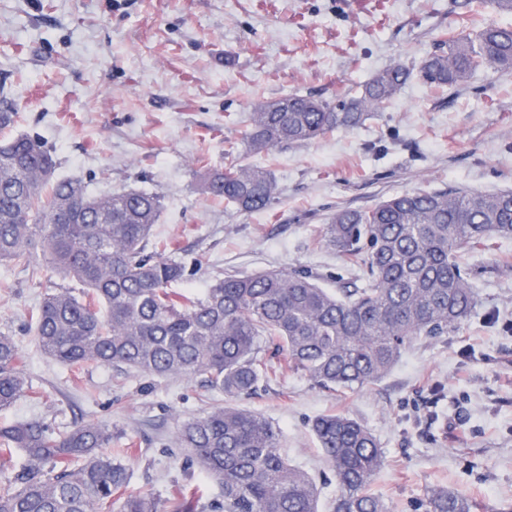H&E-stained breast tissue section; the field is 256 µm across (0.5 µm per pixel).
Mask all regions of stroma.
<instances>
[{"mask_svg": "<svg viewBox=\"0 0 512 512\" xmlns=\"http://www.w3.org/2000/svg\"><path fill=\"white\" fill-rule=\"evenodd\" d=\"M457 24L454 0H0V88L16 110L0 141L42 138L57 177L93 195L160 194L151 240L200 259L195 291L231 271L293 267L333 289L347 274L324 241L336 209L445 187L512 189V75L485 67L439 88L418 72ZM395 63L410 78L362 125L247 153L254 102L343 100ZM233 160L270 170L280 189L273 210L245 213L203 191V174ZM471 264L474 314L447 337L413 343L375 385L331 395L287 373L240 400L279 427L283 454L314 479L321 504L337 488L312 423L345 414L384 451L370 490L391 512H419L435 489L467 496L475 512H512V240ZM70 285L48 269L33 277L0 264V333L14 337L41 394L0 411V425L109 423L113 450L138 446L127 460L131 490L167 512L188 487L201 504L220 499L177 435L223 395L198 377L76 371L40 351L29 315L45 293Z\"/></svg>", "mask_w": 512, "mask_h": 512, "instance_id": "stroma-1", "label": "stroma"}]
</instances>
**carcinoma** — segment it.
Here are the masks:
<instances>
[{
    "label": "carcinoma",
    "mask_w": 512,
    "mask_h": 512,
    "mask_svg": "<svg viewBox=\"0 0 512 512\" xmlns=\"http://www.w3.org/2000/svg\"><path fill=\"white\" fill-rule=\"evenodd\" d=\"M512 74V25L491 23L470 36L442 35L422 61L424 79L460 86L482 67ZM409 77L402 64L377 71L357 97L335 103L303 95L260 102L248 115L246 150L302 145L360 125L387 105ZM15 117L0 91V128ZM40 139L0 144V261L47 266L83 286L46 294L30 315L40 350L73 368H128L141 374L204 377L228 403L183 423L178 439L223 489L214 512H320L314 480L288 462L280 431L239 408L263 381L300 374L329 393L362 390L383 378L418 340L455 331L478 304L466 258L512 238V190L455 188L395 195L368 209L340 208L324 227L327 244L355 277L332 292L298 267L227 273L199 297L181 288L190 266L166 244L148 250L160 208L153 193L91 196L53 178ZM207 194L238 210L268 212L278 199L271 172L235 160L204 175ZM14 338L0 333V409L31 391ZM313 432L338 492L329 512H390L370 491L384 452L373 433L343 415L317 418ZM112 426L84 422L55 430L38 421L0 427V462H25L0 491V512H161L159 499L130 490L124 459L108 457ZM425 512H471L443 489Z\"/></svg>",
    "instance_id": "1"
}]
</instances>
